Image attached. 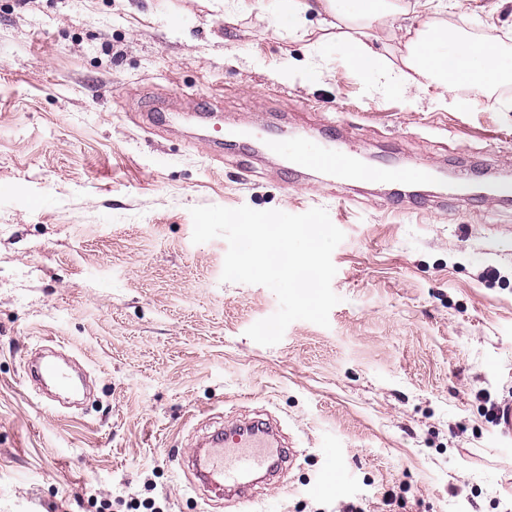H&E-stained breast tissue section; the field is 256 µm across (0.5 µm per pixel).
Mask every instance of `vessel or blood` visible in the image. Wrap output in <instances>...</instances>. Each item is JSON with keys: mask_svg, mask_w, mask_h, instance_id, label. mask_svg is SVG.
I'll list each match as a JSON object with an SVG mask.
<instances>
[{"mask_svg": "<svg viewBox=\"0 0 512 512\" xmlns=\"http://www.w3.org/2000/svg\"><path fill=\"white\" fill-rule=\"evenodd\" d=\"M282 126L270 125L262 140L244 139L242 149L254 155L281 154L284 170L299 175L318 170L348 181H374L391 186L415 185L430 176L426 170H410L396 166L374 169L357 167L352 145L343 143L336 134L324 136L318 143L298 142L285 145L280 136ZM287 458L274 427L253 421L225 428L208 440L195 457L197 478L205 484L223 487L228 498L243 504L251 500L252 478L262 474L274 476Z\"/></svg>", "mask_w": 512, "mask_h": 512, "instance_id": "obj_1", "label": "vessel or blood"}]
</instances>
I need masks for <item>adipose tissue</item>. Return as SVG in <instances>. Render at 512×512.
<instances>
[{
	"mask_svg": "<svg viewBox=\"0 0 512 512\" xmlns=\"http://www.w3.org/2000/svg\"><path fill=\"white\" fill-rule=\"evenodd\" d=\"M234 11L261 9L269 22L289 35L309 34L311 26L332 29L335 40L315 43L321 57L343 55L354 69L371 76L389 62L371 40L373 25L388 27L401 50L396 68L409 93L433 90L437 103L463 105L460 87L483 93L512 83V58L484 39L466 37L444 22L462 13L466 0H231Z\"/></svg>",
	"mask_w": 512,
	"mask_h": 512,
	"instance_id": "adipose-tissue-1",
	"label": "adipose tissue"
}]
</instances>
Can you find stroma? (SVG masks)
I'll return each instance as SVG.
<instances>
[{
    "label": "stroma",
    "instance_id": "obj_1",
    "mask_svg": "<svg viewBox=\"0 0 512 512\" xmlns=\"http://www.w3.org/2000/svg\"><path fill=\"white\" fill-rule=\"evenodd\" d=\"M225 0H0V512H238L194 487L196 436L272 415L291 459L251 512H512V203L453 198L479 169H512L506 94L432 105L366 81L340 57L298 70L310 38ZM512 53V0L451 16ZM212 123L328 125L358 162L435 167L424 195L311 172L285 181ZM164 106L172 132L147 115ZM326 209L329 327L276 345L247 329L278 308L222 281L223 238L192 241L196 206ZM49 346L86 370L79 405L26 370ZM340 478L321 486L326 449Z\"/></svg>",
    "mask_w": 512,
    "mask_h": 512
}]
</instances>
